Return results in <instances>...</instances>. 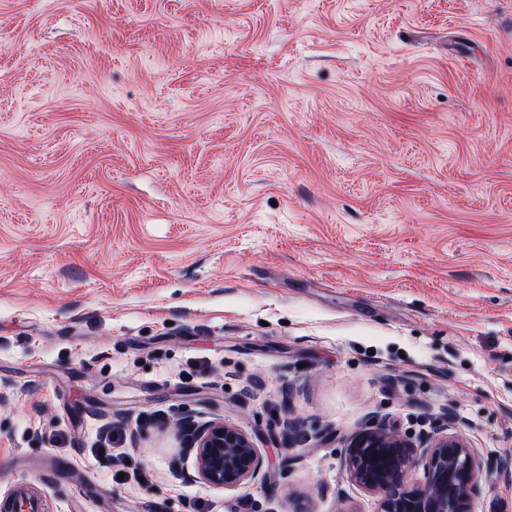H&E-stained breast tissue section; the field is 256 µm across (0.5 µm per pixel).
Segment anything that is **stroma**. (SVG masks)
Returning a JSON list of instances; mask_svg holds the SVG:
<instances>
[{"label": "stroma", "mask_w": 512, "mask_h": 512, "mask_svg": "<svg viewBox=\"0 0 512 512\" xmlns=\"http://www.w3.org/2000/svg\"><path fill=\"white\" fill-rule=\"evenodd\" d=\"M443 427L512 512V0H0V495L379 512L354 440ZM190 450L193 477L216 487L234 488L256 479L264 464L252 438L224 419L197 425Z\"/></svg>", "instance_id": "obj_1"}]
</instances>
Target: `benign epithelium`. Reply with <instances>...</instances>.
I'll return each mask as SVG.
<instances>
[{
  "mask_svg": "<svg viewBox=\"0 0 512 512\" xmlns=\"http://www.w3.org/2000/svg\"><path fill=\"white\" fill-rule=\"evenodd\" d=\"M190 450L196 478L216 487L253 480L264 464L252 438L222 419L196 427ZM419 468L424 483L412 485L407 475ZM348 469L354 482L381 495V512H470L487 480L467 443L443 431L421 447L396 433L367 432L350 448Z\"/></svg>",
  "mask_w": 512,
  "mask_h": 512,
  "instance_id": "1",
  "label": "benign epithelium"
}]
</instances>
